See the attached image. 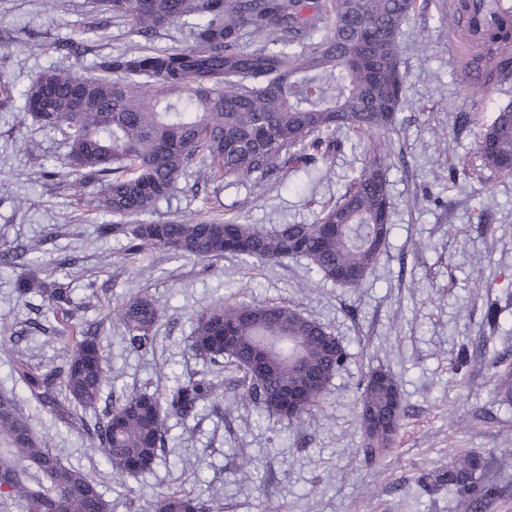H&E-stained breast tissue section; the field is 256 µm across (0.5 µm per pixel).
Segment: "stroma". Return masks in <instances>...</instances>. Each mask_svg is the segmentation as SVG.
<instances>
[{
  "label": "stroma",
  "mask_w": 512,
  "mask_h": 512,
  "mask_svg": "<svg viewBox=\"0 0 512 512\" xmlns=\"http://www.w3.org/2000/svg\"><path fill=\"white\" fill-rule=\"evenodd\" d=\"M443 2L416 0L401 29L406 101L385 137L395 150L386 172L393 228L364 285L351 289L322 279L303 258L247 265L228 255L130 250L127 237L108 229L115 216L96 214L74 194L62 133L34 123L19 92L51 67L92 74L96 58L123 51L135 35L119 22L90 33L93 0H0V247L27 249L18 266L0 268V391L16 386L12 348L42 373L67 357L40 290L17 293L22 275L65 283L75 322L99 325L106 390L165 392L201 377L215 384L196 413L169 419L170 448L129 488L94 441L24 400L36 432L96 479L114 512H151V501L172 488L204 501L220 490L224 512H472L467 497H449L433 481L466 453L482 455V480L496 490L484 512H512V403L496 389L497 377L512 374V179L471 176L477 142L458 124L463 112L491 122L512 103V83L470 88L453 59L452 31L438 23ZM78 33L84 51L68 50ZM369 158V140L355 138L327 159L223 180L217 194L182 178L154 210L127 221L312 224ZM143 295L162 308L147 354L127 348L115 328L117 310ZM228 299L295 306L350 353L322 407L301 423L240 401L237 375L188 349L195 312ZM490 306L498 310L492 324ZM376 368L397 379L406 414L390 453L372 462L353 398ZM245 458L255 466L248 479Z\"/></svg>",
  "instance_id": "obj_1"
}]
</instances>
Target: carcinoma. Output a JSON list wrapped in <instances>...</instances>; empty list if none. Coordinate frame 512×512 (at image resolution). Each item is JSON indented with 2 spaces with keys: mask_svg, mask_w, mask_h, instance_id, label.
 <instances>
[{
  "mask_svg": "<svg viewBox=\"0 0 512 512\" xmlns=\"http://www.w3.org/2000/svg\"><path fill=\"white\" fill-rule=\"evenodd\" d=\"M102 26L132 25L147 40L180 23L192 43L180 49L132 45L94 64L96 76L60 68L41 72L21 92L24 108L44 128L68 140L66 165L74 188L93 210L108 215L151 211L181 177H266L290 163L308 164L340 151L353 134L374 140L395 128L406 99L399 35L415 0H96ZM377 24V67H350L363 24ZM259 38L242 45L245 35ZM483 80L512 79V26L489 30L476 53ZM81 97L80 109L72 94ZM474 175L512 177V103L488 124H476ZM382 151L314 224L267 229L233 221L114 224L135 250L162 248L200 260L226 254L244 263L305 258L323 279L360 288L390 235L393 202ZM24 294L40 288L65 366L42 374L26 354L12 350L14 372L39 405L72 423L74 411H97L107 382L98 329L72 318L70 292L19 278ZM161 308L144 296L118 313L122 342L135 351L152 345ZM232 337L224 344V337ZM189 349L214 365L240 373L241 399L290 424L320 406L331 379L347 362L346 348L317 319L277 302H224L192 318ZM212 395L203 379L166 394L136 389L112 401L86 434L102 449L112 472L136 478L168 445L167 421L193 414ZM369 459L385 455L405 413L396 378L370 371L354 399ZM483 461L465 454L435 477L448 493L467 495L478 510L495 494L477 476ZM152 512H208L182 489L153 500ZM112 512L98 483L64 463L18 410L13 393H0V512Z\"/></svg>",
  "mask_w": 512,
  "mask_h": 512,
  "instance_id": "carcinoma-1",
  "label": "carcinoma"
}]
</instances>
